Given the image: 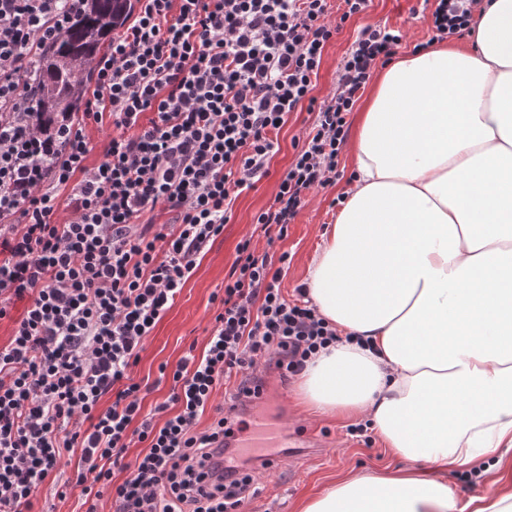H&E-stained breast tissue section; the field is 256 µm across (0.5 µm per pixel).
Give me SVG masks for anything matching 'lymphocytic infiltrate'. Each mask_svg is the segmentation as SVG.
Instances as JSON below:
<instances>
[{
	"instance_id": "lymphocytic-infiltrate-1",
	"label": "lymphocytic infiltrate",
	"mask_w": 512,
	"mask_h": 512,
	"mask_svg": "<svg viewBox=\"0 0 512 512\" xmlns=\"http://www.w3.org/2000/svg\"><path fill=\"white\" fill-rule=\"evenodd\" d=\"M135 2L89 65L81 120L47 134L31 119V63L85 0H0V319L27 304L0 347V512H32L74 448L77 470L57 494L80 488L86 512L105 496L112 512H244L253 469L218 445L237 422L220 414L201 431L200 417L224 382L249 398L258 368L298 375L336 339L308 301L284 294L287 254L258 251L246 236L211 298L204 350L170 371V396L144 410L131 376L236 198L269 175L299 107L314 119L256 223L283 238L306 193L335 179L346 117L401 30L364 26L319 100L313 82L340 31L328 0ZM475 2L434 0L436 39L468 30ZM91 123L112 128L93 165ZM63 201L74 211L66 222ZM163 213L169 222L157 223Z\"/></svg>"
}]
</instances>
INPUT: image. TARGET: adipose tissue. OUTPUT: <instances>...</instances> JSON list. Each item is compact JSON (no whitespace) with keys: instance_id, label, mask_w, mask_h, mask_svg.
<instances>
[{"instance_id":"adipose-tissue-1","label":"adipose tissue","mask_w":512,"mask_h":512,"mask_svg":"<svg viewBox=\"0 0 512 512\" xmlns=\"http://www.w3.org/2000/svg\"><path fill=\"white\" fill-rule=\"evenodd\" d=\"M469 42L385 67L306 297L339 340L301 403L361 415L407 468L357 473L299 512H512V0H477ZM489 463L483 494L448 473Z\"/></svg>"}]
</instances>
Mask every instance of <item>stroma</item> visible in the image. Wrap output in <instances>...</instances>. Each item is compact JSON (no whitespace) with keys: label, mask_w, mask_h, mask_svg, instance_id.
Returning a JSON list of instances; mask_svg holds the SVG:
<instances>
[{"label":"stroma","mask_w":512,"mask_h":512,"mask_svg":"<svg viewBox=\"0 0 512 512\" xmlns=\"http://www.w3.org/2000/svg\"><path fill=\"white\" fill-rule=\"evenodd\" d=\"M367 24L401 28L404 39L398 51L402 54L429 42L433 35L422 0H372L368 13L344 23L339 37L328 45L313 90L317 99H324L334 91L340 63L359 29ZM312 120V114L306 111L289 116L277 136L279 149L271 159L269 176L256 188L238 197L233 217L225 224L222 235L205 253L173 306L151 331L133 369L135 380L150 387L144 399L145 408H153L169 395V382L162 377L160 365L172 367L189 352H202L211 328L210 297L223 288L224 276L236 256V245L244 236H252L258 250L285 251L291 255L292 261L281 282L286 295H294L296 288L303 284L320 236L336 216L331 202L350 179L349 151H341L339 155L336 181L308 193L294 223L288 227L287 237L267 240L263 230L255 224L254 216L273 202L279 178L295 156V143ZM265 380L267 398L261 407L262 413L298 419L300 428L320 435L323 447L314 457L286 459L276 473L256 470L254 476L258 492L248 506L249 512H297L298 503L304 496L317 493L340 477L400 467V460L393 458L380 443L367 446L352 441L347 433L348 420L308 413L296 394L297 377L283 379L270 372Z\"/></svg>","instance_id":"35a3bbf8"}]
</instances>
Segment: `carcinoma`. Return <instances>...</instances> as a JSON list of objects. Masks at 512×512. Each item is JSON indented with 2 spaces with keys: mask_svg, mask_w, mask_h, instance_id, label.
<instances>
[{
  "mask_svg": "<svg viewBox=\"0 0 512 512\" xmlns=\"http://www.w3.org/2000/svg\"><path fill=\"white\" fill-rule=\"evenodd\" d=\"M130 10V0H86L83 12L34 61L40 94L33 114L44 131L51 132L59 118L81 110L88 64Z\"/></svg>",
  "mask_w": 512,
  "mask_h": 512,
  "instance_id": "carcinoma-1",
  "label": "carcinoma"
}]
</instances>
